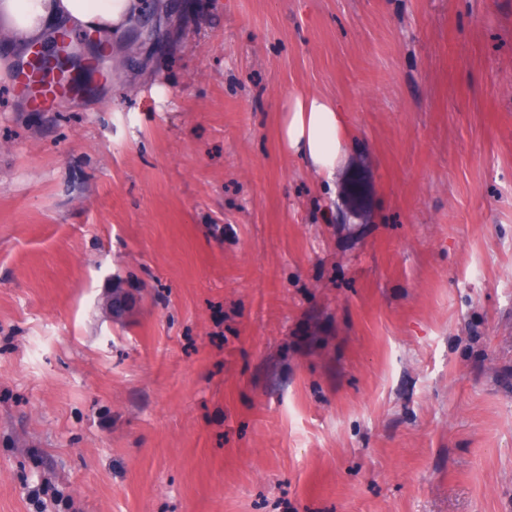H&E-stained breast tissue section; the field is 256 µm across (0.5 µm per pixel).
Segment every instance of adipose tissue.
Returning <instances> with one entry per match:
<instances>
[{"label": "adipose tissue", "instance_id": "ef3b65f1", "mask_svg": "<svg viewBox=\"0 0 512 512\" xmlns=\"http://www.w3.org/2000/svg\"><path fill=\"white\" fill-rule=\"evenodd\" d=\"M142 8V0H0V40L12 51L10 59L0 61V80L26 60L31 45L45 42L53 32L93 30L100 47L116 45ZM347 135L341 108L319 93L294 96L279 127L288 152L329 180L345 158Z\"/></svg>", "mask_w": 512, "mask_h": 512}]
</instances>
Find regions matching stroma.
<instances>
[{
    "label": "stroma",
    "mask_w": 512,
    "mask_h": 512,
    "mask_svg": "<svg viewBox=\"0 0 512 512\" xmlns=\"http://www.w3.org/2000/svg\"><path fill=\"white\" fill-rule=\"evenodd\" d=\"M154 2L0 82V512H512V0ZM25 69L22 77L17 79L22 91L25 92L31 104L40 110H50L61 95L69 92L74 86L70 80H62L56 72L50 69ZM284 113L279 127L283 146L315 175L332 180L344 161L348 135L336 101L319 93L296 95Z\"/></svg>",
    "instance_id": "obj_1"
}]
</instances>
